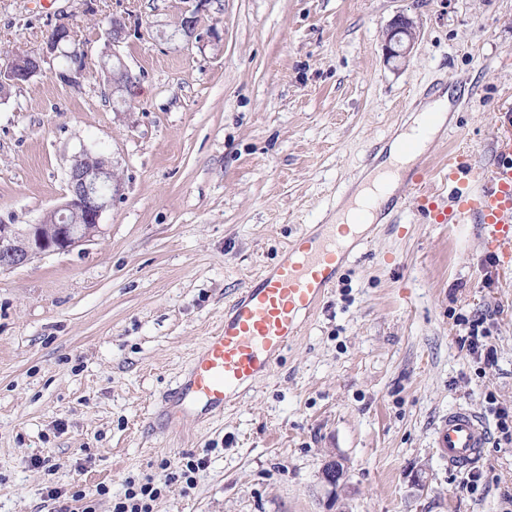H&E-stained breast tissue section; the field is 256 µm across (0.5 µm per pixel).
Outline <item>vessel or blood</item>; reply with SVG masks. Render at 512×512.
Listing matches in <instances>:
<instances>
[{
	"instance_id": "obj_1",
	"label": "vessel or blood",
	"mask_w": 512,
	"mask_h": 512,
	"mask_svg": "<svg viewBox=\"0 0 512 512\" xmlns=\"http://www.w3.org/2000/svg\"><path fill=\"white\" fill-rule=\"evenodd\" d=\"M496 154V165L487 171L472 155L449 152L440 171L450 190L446 196L428 190L427 165H414L400 177L412 189L401 207L435 224L480 225L485 249L507 269L512 267V142L498 141ZM371 211L370 204H362L351 223L321 224L292 239L281 260L253 278L225 309L223 323L153 413L152 427L173 416L200 420L223 413L234 397L266 375L333 287ZM488 440L485 422L466 408L449 411L438 433L440 454L452 470L479 463Z\"/></svg>"
}]
</instances>
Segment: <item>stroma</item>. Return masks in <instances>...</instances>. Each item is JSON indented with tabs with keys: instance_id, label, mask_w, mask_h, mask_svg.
Here are the masks:
<instances>
[{
	"instance_id": "1",
	"label": "stroma",
	"mask_w": 512,
	"mask_h": 512,
	"mask_svg": "<svg viewBox=\"0 0 512 512\" xmlns=\"http://www.w3.org/2000/svg\"><path fill=\"white\" fill-rule=\"evenodd\" d=\"M196 0H0V66L64 25L85 54L0 101V222L61 204L75 155L109 158L122 192L102 232L0 272V512H54L153 478L154 512H512V444L486 393L512 406V270L485 267L474 224L409 213L369 229L300 336L223 415L148 426L224 309L289 240L331 222L413 104L450 89V149L485 169L512 139V0H207L203 39L178 32ZM400 14L419 35L386 60ZM137 77L105 81L108 22ZM486 313L498 362L479 367L460 316ZM464 405L490 426L483 478L449 470L438 429ZM206 459L194 487L167 480ZM347 470L331 496L325 459Z\"/></svg>"
}]
</instances>
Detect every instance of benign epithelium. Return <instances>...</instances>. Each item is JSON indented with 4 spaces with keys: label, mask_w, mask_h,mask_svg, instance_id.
Here are the masks:
<instances>
[{
    "label": "benign epithelium",
    "mask_w": 512,
    "mask_h": 512,
    "mask_svg": "<svg viewBox=\"0 0 512 512\" xmlns=\"http://www.w3.org/2000/svg\"><path fill=\"white\" fill-rule=\"evenodd\" d=\"M206 3L207 0H197L195 8L183 16L181 31L185 37L191 39L197 35L199 13ZM70 37L68 27L58 26L48 35L41 50L13 53L6 66L0 68V90H8L41 73L49 56L62 49V44ZM417 38L416 22L406 15L397 16L385 33L387 60L407 59ZM70 56L72 63L59 77L75 85L84 73L85 58L77 50L70 52ZM121 191L122 182L107 158L85 151L74 157L68 171L65 201L59 207L25 230L0 222V272L12 271L38 257L65 253L80 243L93 241L101 233L102 214ZM321 475L333 495L346 484L347 472L333 458L324 462Z\"/></svg>",
    "instance_id": "1"
}]
</instances>
